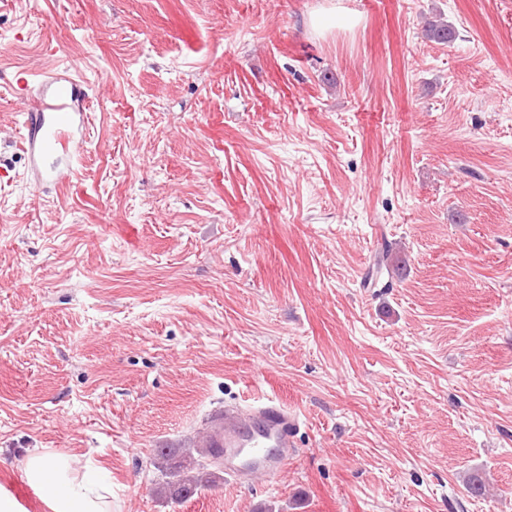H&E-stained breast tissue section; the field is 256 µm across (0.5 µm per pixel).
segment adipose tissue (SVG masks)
I'll use <instances>...</instances> for the list:
<instances>
[{
	"label": "adipose tissue",
	"mask_w": 512,
	"mask_h": 512,
	"mask_svg": "<svg viewBox=\"0 0 512 512\" xmlns=\"http://www.w3.org/2000/svg\"><path fill=\"white\" fill-rule=\"evenodd\" d=\"M22 478L49 512H112V484L102 470L47 451L30 453Z\"/></svg>",
	"instance_id": "1"
}]
</instances>
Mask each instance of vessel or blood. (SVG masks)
<instances>
[{
	"instance_id": "b4317fda",
	"label": "vessel or blood",
	"mask_w": 512,
	"mask_h": 512,
	"mask_svg": "<svg viewBox=\"0 0 512 512\" xmlns=\"http://www.w3.org/2000/svg\"><path fill=\"white\" fill-rule=\"evenodd\" d=\"M76 86L69 74L24 72L16 81L18 109L26 115L24 151L36 183H59L74 171L89 123ZM295 423L277 400L253 407L248 414L227 407L208 415L194 445L220 449L229 465L244 460L249 476H272L291 446L288 433Z\"/></svg>"
}]
</instances>
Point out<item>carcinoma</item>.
Wrapping results in <instances>:
<instances>
[{"label": "carcinoma", "instance_id": "cac0c4a2", "mask_svg": "<svg viewBox=\"0 0 512 512\" xmlns=\"http://www.w3.org/2000/svg\"><path fill=\"white\" fill-rule=\"evenodd\" d=\"M426 37L442 44L455 40L454 27L442 19L430 20L425 26ZM390 250L386 249L374 257L368 278L373 282L381 277L387 268ZM156 469L161 473L162 481L158 483V495L174 500L186 501L199 491L215 486L220 480L218 469L223 466V459L217 452L204 448L199 457L192 455L178 456L170 448H159L153 457Z\"/></svg>", "mask_w": 512, "mask_h": 512}]
</instances>
